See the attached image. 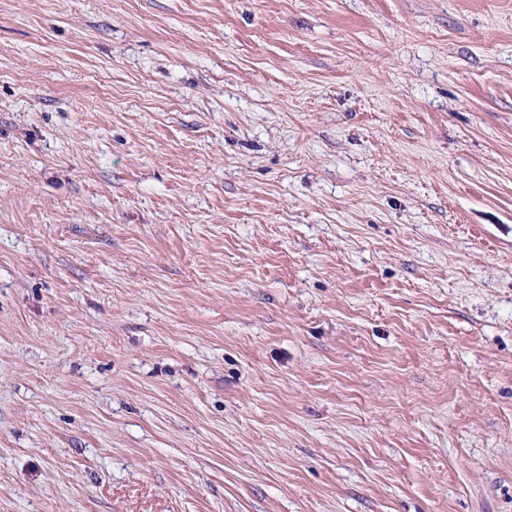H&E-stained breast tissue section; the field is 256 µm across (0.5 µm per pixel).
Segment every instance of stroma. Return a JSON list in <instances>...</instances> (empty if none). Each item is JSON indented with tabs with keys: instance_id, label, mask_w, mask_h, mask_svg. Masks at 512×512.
Segmentation results:
<instances>
[{
	"instance_id": "obj_1",
	"label": "stroma",
	"mask_w": 512,
	"mask_h": 512,
	"mask_svg": "<svg viewBox=\"0 0 512 512\" xmlns=\"http://www.w3.org/2000/svg\"><path fill=\"white\" fill-rule=\"evenodd\" d=\"M0 512H512V0H0Z\"/></svg>"
}]
</instances>
